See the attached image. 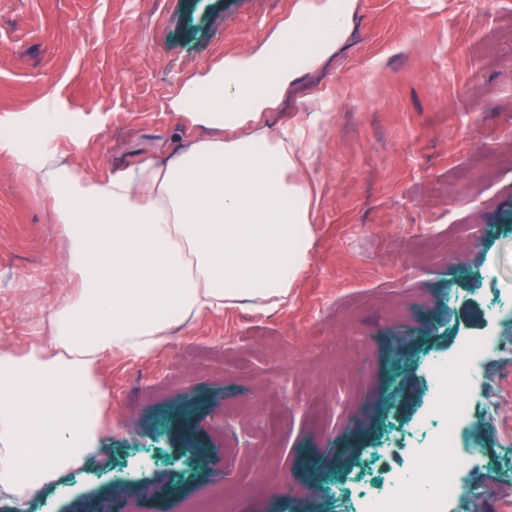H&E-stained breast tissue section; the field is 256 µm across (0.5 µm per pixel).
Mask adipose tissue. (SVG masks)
<instances>
[{
	"mask_svg": "<svg viewBox=\"0 0 512 512\" xmlns=\"http://www.w3.org/2000/svg\"><path fill=\"white\" fill-rule=\"evenodd\" d=\"M356 6L293 0L255 49L177 83L167 108L183 145L165 159L146 152L87 173L63 146L95 127L74 132L48 96L0 123V152L52 199L69 287L48 318L49 347L0 346V503L12 512L97 453L104 354L144 358L202 316L287 303L314 245L320 194L306 171L332 114L280 131L264 117L345 41Z\"/></svg>",
	"mask_w": 512,
	"mask_h": 512,
	"instance_id": "adipose-tissue-1",
	"label": "adipose tissue"
}]
</instances>
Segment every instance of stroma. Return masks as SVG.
Here are the masks:
<instances>
[{"instance_id": "obj_1", "label": "stroma", "mask_w": 512, "mask_h": 512, "mask_svg": "<svg viewBox=\"0 0 512 512\" xmlns=\"http://www.w3.org/2000/svg\"><path fill=\"white\" fill-rule=\"evenodd\" d=\"M292 0H0V117L55 91L98 125L71 160L96 172L163 141L177 80L258 46ZM331 104L311 176L308 270L288 303L175 329L144 359L96 365L111 395L99 456L38 491L29 512H345L329 487L364 461L405 469L388 426L426 420V357L512 336L487 310L512 286V0H358L351 33L269 115L277 130ZM49 201L0 154V345L48 341L63 299ZM477 512H512V355L483 363ZM385 451L372 456L377 446ZM150 450L159 465L140 463Z\"/></svg>"}]
</instances>
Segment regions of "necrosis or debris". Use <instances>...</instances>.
<instances>
[{
	"instance_id": "obj_1",
	"label": "necrosis or debris",
	"mask_w": 512,
	"mask_h": 512,
	"mask_svg": "<svg viewBox=\"0 0 512 512\" xmlns=\"http://www.w3.org/2000/svg\"><path fill=\"white\" fill-rule=\"evenodd\" d=\"M512 351V339L481 336L463 339L458 355L449 361L431 360L427 372L433 389L429 418L435 444L444 448L453 463L438 482L427 476L424 449L412 451L407 469L376 479L372 470L361 471L354 481L350 500L355 512H454L466 486L464 479L474 474L482 454L481 437L471 428L475 406L468 395L480 381L479 362L487 352ZM454 391L452 407H444L447 391Z\"/></svg>"
}]
</instances>
